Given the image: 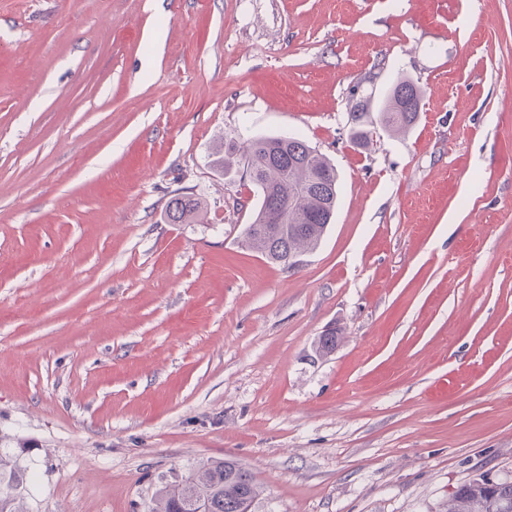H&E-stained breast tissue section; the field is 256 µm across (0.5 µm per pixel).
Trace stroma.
Segmentation results:
<instances>
[{
	"label": "stroma",
	"instance_id": "obj_1",
	"mask_svg": "<svg viewBox=\"0 0 512 512\" xmlns=\"http://www.w3.org/2000/svg\"><path fill=\"white\" fill-rule=\"evenodd\" d=\"M417 80L412 130L353 139ZM335 165L293 269L217 149ZM199 223L170 224L177 194ZM336 331L334 353L317 356ZM29 512H150L232 458L256 512H443L512 481V0H0V446ZM370 107H369V99H357L353 112H350L351 122L356 128L354 133V139L359 145H364L370 140L369 132L364 129L366 124H373L370 116ZM203 211L202 202L189 194L172 197L166 208V219L170 224H192Z\"/></svg>",
	"mask_w": 512,
	"mask_h": 512
}]
</instances>
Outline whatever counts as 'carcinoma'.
I'll list each match as a JSON object with an SVG mask.
<instances>
[{
	"label": "carcinoma",
	"mask_w": 512,
	"mask_h": 512,
	"mask_svg": "<svg viewBox=\"0 0 512 512\" xmlns=\"http://www.w3.org/2000/svg\"><path fill=\"white\" fill-rule=\"evenodd\" d=\"M422 96L417 82L400 76L379 109L378 123L387 131H409ZM350 118L355 141L367 143L369 99H358ZM236 154L255 197L251 221L244 230L245 244L272 264L296 267L301 256L316 249L331 224L339 193L336 168L304 141L284 134L259 136L241 150L221 149L214 162L222 168ZM202 211L199 199L177 194L167 204L166 219L170 224H192ZM337 345L336 331H329L319 337L316 353L328 356ZM23 451V447L18 452L0 448V512H27L23 489L28 474L20 464ZM261 495V485L251 471L233 459L217 458L160 488L150 512H189L185 505L195 498L203 500L206 512H246L245 505H254ZM445 512H512V482L490 487L482 478L465 483L449 497Z\"/></svg>",
	"instance_id": "cac0c4a2"
}]
</instances>
